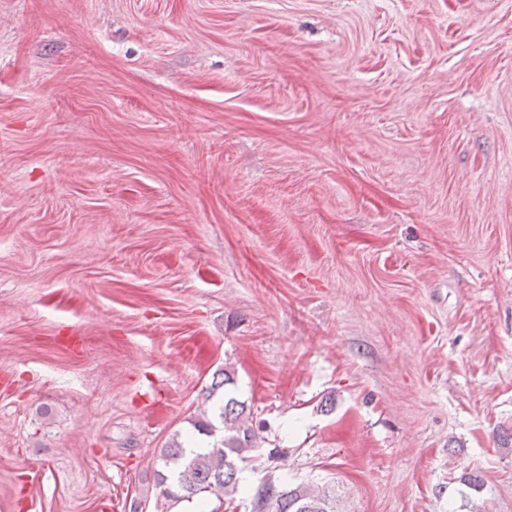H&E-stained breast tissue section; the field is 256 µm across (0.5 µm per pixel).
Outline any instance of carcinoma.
<instances>
[{"label":"carcinoma","mask_w":512,"mask_h":512,"mask_svg":"<svg viewBox=\"0 0 512 512\" xmlns=\"http://www.w3.org/2000/svg\"><path fill=\"white\" fill-rule=\"evenodd\" d=\"M216 375L221 380H213L204 393V401L211 406L194 421V429L210 438L208 446L188 451L174 439L161 450L160 460L169 473L158 472V482L170 499H190L204 492L234 497L240 486L238 463L256 450L257 436L246 415L247 406L231 395L234 376L226 369ZM221 388L224 396L214 399ZM250 505L251 512H340L335 489L327 485L285 487L272 480L257 487Z\"/></svg>","instance_id":"cac0c4a2"}]
</instances>
